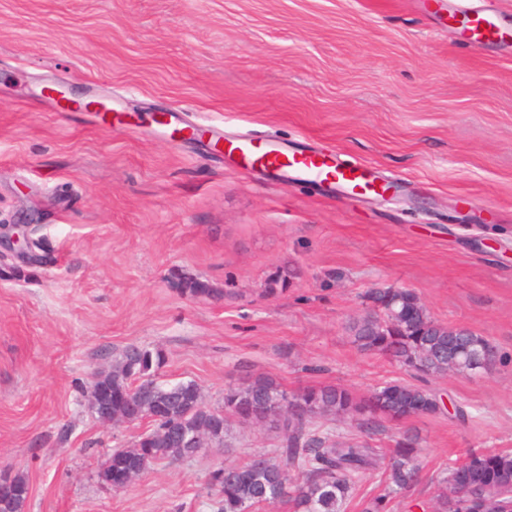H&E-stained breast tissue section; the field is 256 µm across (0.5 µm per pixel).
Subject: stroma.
<instances>
[{
	"instance_id": "1",
	"label": "stroma",
	"mask_w": 512,
	"mask_h": 512,
	"mask_svg": "<svg viewBox=\"0 0 512 512\" xmlns=\"http://www.w3.org/2000/svg\"><path fill=\"white\" fill-rule=\"evenodd\" d=\"M215 127L394 191L269 177ZM371 288L411 289L504 358L431 379L443 412L375 436L418 434L423 480L390 510L433 512L445 464L512 450V50L462 45L447 0H0V473L28 475L25 512H213L212 471L277 431L231 422L225 447L116 493L97 472L150 424L100 425L94 373L137 345L214 408L258 375L362 395L405 376L348 336Z\"/></svg>"
}]
</instances>
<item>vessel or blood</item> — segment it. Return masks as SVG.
<instances>
[{"instance_id": "1", "label": "vessel or blood", "mask_w": 512, "mask_h": 512, "mask_svg": "<svg viewBox=\"0 0 512 512\" xmlns=\"http://www.w3.org/2000/svg\"><path fill=\"white\" fill-rule=\"evenodd\" d=\"M449 8L452 19L458 24L462 44L507 47V36L512 33V26L500 14L471 8L462 0H451ZM235 148L249 165L269 172L290 171L303 181L345 184L362 190L367 189L369 184L363 169L334 164L325 155L315 152H282L272 147L271 139L266 135L239 136Z\"/></svg>"}]
</instances>
